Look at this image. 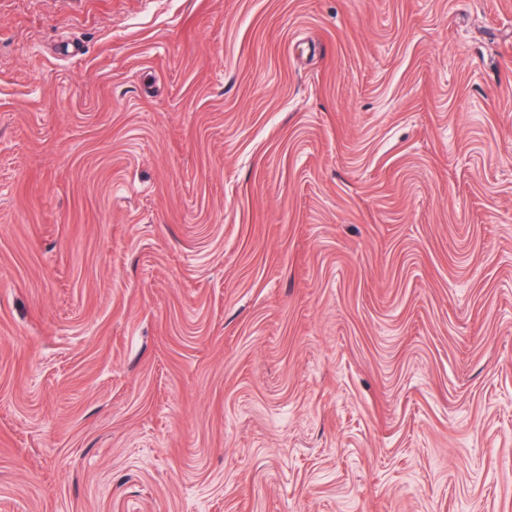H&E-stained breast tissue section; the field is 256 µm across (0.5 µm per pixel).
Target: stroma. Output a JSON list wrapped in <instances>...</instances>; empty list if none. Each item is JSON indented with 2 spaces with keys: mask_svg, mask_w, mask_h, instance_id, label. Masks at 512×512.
I'll return each mask as SVG.
<instances>
[{
  "mask_svg": "<svg viewBox=\"0 0 512 512\" xmlns=\"http://www.w3.org/2000/svg\"><path fill=\"white\" fill-rule=\"evenodd\" d=\"M0 512H512V0H0Z\"/></svg>",
  "mask_w": 512,
  "mask_h": 512,
  "instance_id": "stroma-1",
  "label": "stroma"
}]
</instances>
